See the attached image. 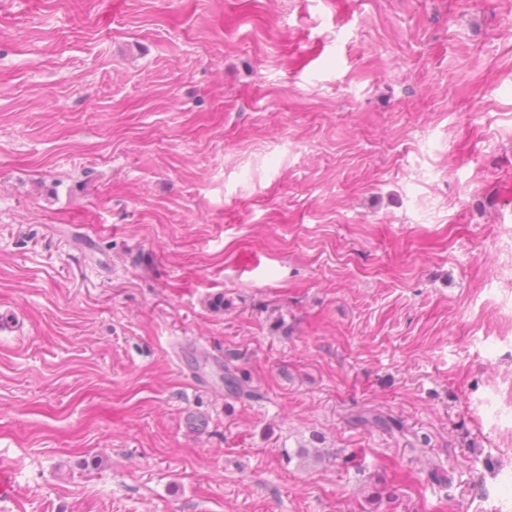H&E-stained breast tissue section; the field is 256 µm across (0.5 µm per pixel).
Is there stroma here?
Listing matches in <instances>:
<instances>
[{"mask_svg":"<svg viewBox=\"0 0 512 512\" xmlns=\"http://www.w3.org/2000/svg\"><path fill=\"white\" fill-rule=\"evenodd\" d=\"M510 29L0 0V512H512Z\"/></svg>","mask_w":512,"mask_h":512,"instance_id":"1","label":"stroma"}]
</instances>
